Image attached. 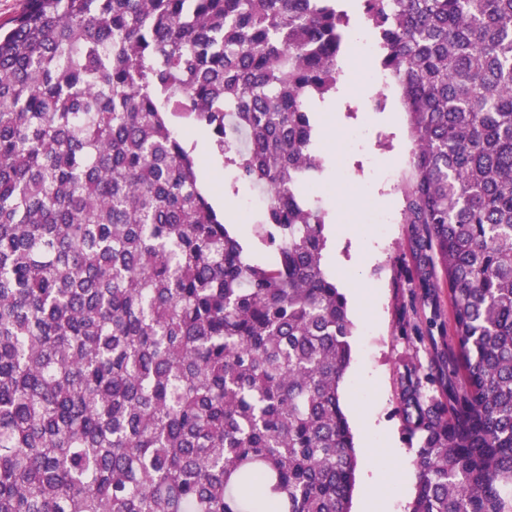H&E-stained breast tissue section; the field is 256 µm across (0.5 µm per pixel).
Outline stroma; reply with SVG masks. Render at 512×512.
<instances>
[{
  "mask_svg": "<svg viewBox=\"0 0 512 512\" xmlns=\"http://www.w3.org/2000/svg\"><path fill=\"white\" fill-rule=\"evenodd\" d=\"M343 81L336 98L318 104L314 114L321 133L316 151L323 160L318 180L329 211L325 263L348 301L353 334L352 358L345 374L342 407L354 437L358 465L350 512H360L366 495L365 474L379 467L378 487L384 512H408L415 492L414 451L398 414L401 374L406 363L432 364L428 343L414 333L424 327L432 308L451 309L447 288H436L431 303H420L410 283L416 276L404 224H367L366 212L398 215L402 175L411 149L406 115L397 109L362 112L360 85L368 68L363 56L344 54ZM179 132L198 164L201 185L251 255L267 260L256 243V214L246 201L251 189L233 185L231 170L214 151L207 130L178 120ZM347 194L338 197L337 185Z\"/></svg>",
  "mask_w": 512,
  "mask_h": 512,
  "instance_id": "stroma-1",
  "label": "stroma"
}]
</instances>
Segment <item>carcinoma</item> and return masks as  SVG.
Wrapping results in <instances>:
<instances>
[{"label":"carcinoma","instance_id":"1","mask_svg":"<svg viewBox=\"0 0 512 512\" xmlns=\"http://www.w3.org/2000/svg\"><path fill=\"white\" fill-rule=\"evenodd\" d=\"M24 0L0 30V512H349L347 301L313 106L354 23L460 365L401 376L410 512H512V0ZM179 117L267 196L258 262Z\"/></svg>","mask_w":512,"mask_h":512}]
</instances>
